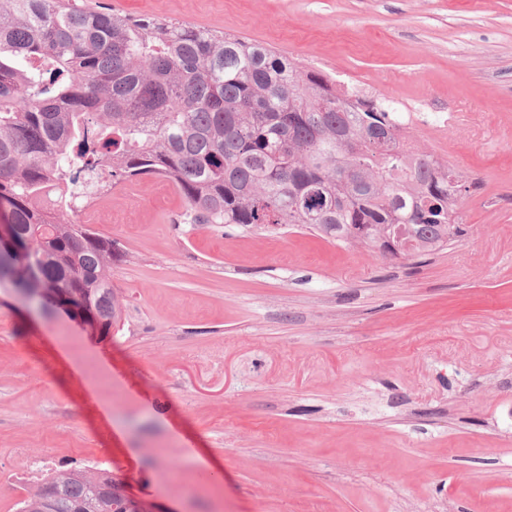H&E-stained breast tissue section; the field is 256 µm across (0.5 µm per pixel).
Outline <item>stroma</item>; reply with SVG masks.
Masks as SVG:
<instances>
[{"label":"stroma","instance_id":"stroma-1","mask_svg":"<svg viewBox=\"0 0 512 512\" xmlns=\"http://www.w3.org/2000/svg\"><path fill=\"white\" fill-rule=\"evenodd\" d=\"M269 44L411 107L479 183L419 260L95 201L109 334L0 288V471L93 464L152 512H512V0H85Z\"/></svg>","mask_w":512,"mask_h":512}]
</instances>
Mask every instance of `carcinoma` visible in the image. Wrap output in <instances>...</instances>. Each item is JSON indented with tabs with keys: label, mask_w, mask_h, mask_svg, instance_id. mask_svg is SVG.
<instances>
[{
	"label": "carcinoma",
	"mask_w": 512,
	"mask_h": 512,
	"mask_svg": "<svg viewBox=\"0 0 512 512\" xmlns=\"http://www.w3.org/2000/svg\"><path fill=\"white\" fill-rule=\"evenodd\" d=\"M143 176L186 200L184 224L301 226L386 253L403 226L422 257L460 233L474 179L412 148L402 113L272 47L78 0H0V210L10 288H64L56 305L118 318L112 241L59 212ZM17 512H128L119 482L86 467L47 476Z\"/></svg>",
	"instance_id": "cac0c4a2"
}]
</instances>
